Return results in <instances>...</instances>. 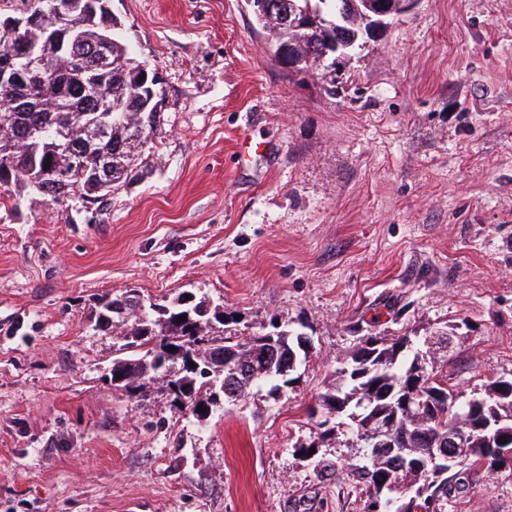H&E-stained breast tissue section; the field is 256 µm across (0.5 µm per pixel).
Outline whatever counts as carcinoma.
<instances>
[{
  "instance_id": "cac0c4a2",
  "label": "carcinoma",
  "mask_w": 512,
  "mask_h": 512,
  "mask_svg": "<svg viewBox=\"0 0 512 512\" xmlns=\"http://www.w3.org/2000/svg\"><path fill=\"white\" fill-rule=\"evenodd\" d=\"M323 9V24L301 33L315 52L336 41V29L356 34L370 14L367 0H356L360 18L351 22L336 15V0H301ZM272 40L281 45L295 34L262 18ZM80 37L71 48L55 46L51 36L56 23L47 18L30 35L48 57L51 78L33 73L23 86L0 85V167L9 164L11 174H0L4 194L12 186L29 187L36 181L45 188L42 196L52 202L77 192L88 203L105 207L112 190L132 172L135 150L155 136L161 113L144 112L140 99V61L124 43L121 31H112V68L98 71L97 46L101 27L75 19ZM112 160V178L97 177L98 163ZM131 291L117 298L98 300L97 322L110 329L123 326L128 351L116 359L122 371L111 370L112 385L129 392L146 387L170 363H180L168 386L192 412L213 400H237L261 385L278 392L274 382L283 361L300 355L297 330L276 328L274 343L254 334L235 339L234 321L213 311L201 300L182 304L183 297L166 303L140 304ZM181 315L187 319L176 321ZM222 326L221 341L210 337L213 323ZM402 340L376 346L368 365L373 372L364 378L336 380L321 396L322 405L360 416L351 432L362 461L353 465L355 481L365 486L368 500L392 499L394 512H411L420 495L435 503L434 512H445L448 486L444 459L455 431L465 433L467 458L493 471L495 458L489 443L498 431L512 435V394L498 393L500 382L489 385L488 398L461 400L436 368L401 346ZM174 351H168V348ZM232 364L235 377L227 379L225 366ZM439 391L444 397H432ZM390 420L394 435L388 446H375L360 437L365 424ZM453 485L459 487L463 482Z\"/></svg>"
}]
</instances>
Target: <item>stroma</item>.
I'll list each match as a JSON object with an SVG mask.
<instances>
[{"label":"stroma","mask_w":512,"mask_h":512,"mask_svg":"<svg viewBox=\"0 0 512 512\" xmlns=\"http://www.w3.org/2000/svg\"><path fill=\"white\" fill-rule=\"evenodd\" d=\"M159 133L101 209L0 205V512H365L311 410L367 336L451 329L437 368L512 379V0H419L336 66L286 70L246 0H112ZM223 304L312 340L281 394L208 416L112 386L104 295ZM446 512H512L471 466Z\"/></svg>","instance_id":"1"}]
</instances>
